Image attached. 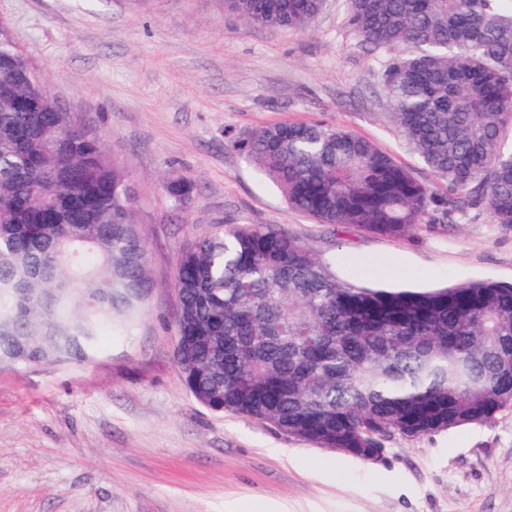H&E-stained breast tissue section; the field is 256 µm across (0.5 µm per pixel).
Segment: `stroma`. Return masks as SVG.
<instances>
[{
    "mask_svg": "<svg viewBox=\"0 0 512 512\" xmlns=\"http://www.w3.org/2000/svg\"><path fill=\"white\" fill-rule=\"evenodd\" d=\"M324 0L303 31L253 27L223 0H0L47 92L130 173L152 288L83 363L0 369V512H512V407L490 424L394 438L361 461L186 390L174 361L180 251L229 224H276L356 285L512 284V228L480 214L401 238L289 208L231 136L319 122L374 141L420 180L379 73L387 49ZM192 193L176 208L164 184Z\"/></svg>",
    "mask_w": 512,
    "mask_h": 512,
    "instance_id": "obj_1",
    "label": "stroma"
}]
</instances>
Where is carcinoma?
<instances>
[{
  "label": "carcinoma",
  "mask_w": 512,
  "mask_h": 512,
  "mask_svg": "<svg viewBox=\"0 0 512 512\" xmlns=\"http://www.w3.org/2000/svg\"><path fill=\"white\" fill-rule=\"evenodd\" d=\"M323 0H224L262 27L301 30ZM348 25L394 50L391 121L443 182L434 191L373 141L321 123L234 138L291 209L404 237L437 217L512 227V0H348ZM41 97L21 112L15 99ZM0 21V369L89 360L151 288L130 174L78 133ZM176 206L191 194L166 184ZM176 365L196 402L358 460L398 435L488 424L512 407V284L429 291L344 282L273 224L200 235L178 258Z\"/></svg>",
  "instance_id": "cac0c4a2"
}]
</instances>
